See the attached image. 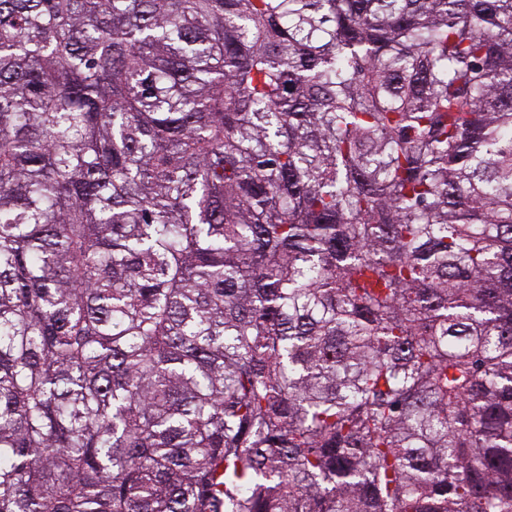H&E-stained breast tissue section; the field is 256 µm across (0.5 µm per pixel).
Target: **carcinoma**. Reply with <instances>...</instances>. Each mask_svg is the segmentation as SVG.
Here are the masks:
<instances>
[{
    "label": "carcinoma",
    "mask_w": 512,
    "mask_h": 512,
    "mask_svg": "<svg viewBox=\"0 0 512 512\" xmlns=\"http://www.w3.org/2000/svg\"><path fill=\"white\" fill-rule=\"evenodd\" d=\"M0 512H512V0H0Z\"/></svg>",
    "instance_id": "1"
}]
</instances>
